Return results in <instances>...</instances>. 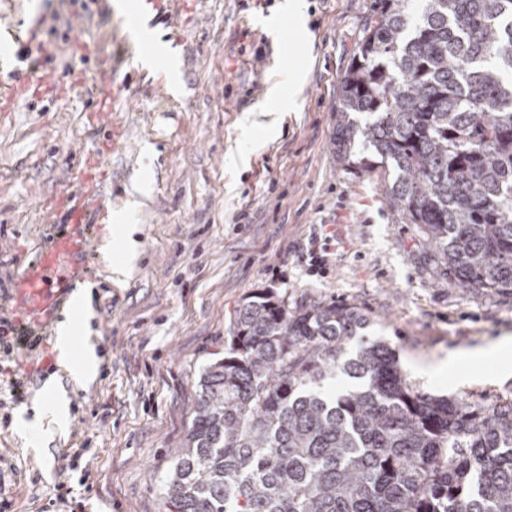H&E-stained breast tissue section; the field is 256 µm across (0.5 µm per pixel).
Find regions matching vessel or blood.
Segmentation results:
<instances>
[{
	"mask_svg": "<svg viewBox=\"0 0 512 512\" xmlns=\"http://www.w3.org/2000/svg\"><path fill=\"white\" fill-rule=\"evenodd\" d=\"M51 87L49 73L16 70L9 78H0V97L28 91L39 100ZM101 210V199L95 193L82 187L70 192L51 232L15 281L7 304L11 312L24 318L28 348H40L51 333L74 280L92 273L95 249L91 226Z\"/></svg>",
	"mask_w": 512,
	"mask_h": 512,
	"instance_id": "obj_1",
	"label": "vessel or blood"
}]
</instances>
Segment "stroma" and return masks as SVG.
Returning <instances> with one entry per match:
<instances>
[{"instance_id":"stroma-1","label":"stroma","mask_w":512,"mask_h":512,"mask_svg":"<svg viewBox=\"0 0 512 512\" xmlns=\"http://www.w3.org/2000/svg\"><path fill=\"white\" fill-rule=\"evenodd\" d=\"M281 2L126 0L125 9L81 18L70 0H0V70L19 65L13 33L39 21L62 89L0 111V299L87 160L99 163L98 246L122 256L124 242L110 231L119 210L131 212L140 243L126 276L100 258L96 276L82 283L90 308L72 318L73 346L93 349V381L77 384L44 365L56 350L52 335L42 349L13 356L26 384L0 421V498L9 512H39L62 484L85 512H163V485L187 437L200 377L223 357L234 310L259 292L362 309L372 334L427 394L512 399V377L493 363L443 380L418 370L449 351L511 336L512 291L461 288L440 275L415 225L385 207L382 169L352 174L336 159L340 78L373 0H300V15L286 18ZM167 12L172 22L156 23ZM142 22L181 59L176 74L139 67L143 47L130 30ZM104 62L117 86L108 122L93 118ZM243 210L251 222L235 227ZM317 224L334 225L336 261L315 279L299 271L294 250ZM53 376L69 416L45 422L36 437L17 420L31 418ZM82 446L87 471L61 473L59 456Z\"/></svg>"}]
</instances>
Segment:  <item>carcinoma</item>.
I'll list each match as a JSON object with an SVG mask.
<instances>
[{"instance_id": "cac0c4a2", "label": "carcinoma", "mask_w": 512, "mask_h": 512, "mask_svg": "<svg viewBox=\"0 0 512 512\" xmlns=\"http://www.w3.org/2000/svg\"><path fill=\"white\" fill-rule=\"evenodd\" d=\"M334 144L349 172L380 158L435 268L512 288V0H375ZM370 326L314 298L238 307L163 512H512V401L418 391Z\"/></svg>"}]
</instances>
